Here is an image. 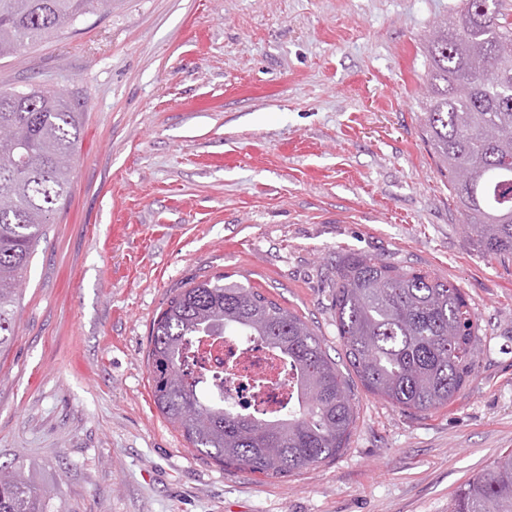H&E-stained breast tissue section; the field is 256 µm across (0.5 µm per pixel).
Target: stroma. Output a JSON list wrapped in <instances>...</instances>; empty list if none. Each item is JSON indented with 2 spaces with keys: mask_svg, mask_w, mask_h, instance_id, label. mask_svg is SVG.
Returning <instances> with one entry per match:
<instances>
[{
  "mask_svg": "<svg viewBox=\"0 0 512 512\" xmlns=\"http://www.w3.org/2000/svg\"><path fill=\"white\" fill-rule=\"evenodd\" d=\"M463 0H114L0 58V91L82 114L0 353V464L50 512H448L512 448V262L477 251L422 133L421 37ZM461 288L473 380L410 414L358 390L347 449L274 479L220 468L157 410L147 351L177 288L217 273L305 318L332 357L337 262Z\"/></svg>",
  "mask_w": 512,
  "mask_h": 512,
  "instance_id": "1",
  "label": "stroma"
}]
</instances>
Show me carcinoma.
Masks as SVG:
<instances>
[{
	"instance_id": "obj_1",
	"label": "carcinoma",
	"mask_w": 512,
	"mask_h": 512,
	"mask_svg": "<svg viewBox=\"0 0 512 512\" xmlns=\"http://www.w3.org/2000/svg\"><path fill=\"white\" fill-rule=\"evenodd\" d=\"M112 0H0V58L54 35ZM423 134L484 254L512 261V18L506 0H464L423 45ZM462 79L467 95L455 94ZM0 352L30 258L66 200L80 113L61 93L0 91ZM336 330L351 373L296 313L223 275L192 280L168 300L149 342L154 404L198 453L226 469L288 478L333 460L357 421L353 379L408 413L448 406L473 376L480 339L461 289L438 274L350 254L336 265ZM215 333L253 336L296 376L298 399L275 420L242 415L186 378L189 347ZM49 496L19 466L0 464V512H47ZM450 512H512V450L458 486Z\"/></svg>"
}]
</instances>
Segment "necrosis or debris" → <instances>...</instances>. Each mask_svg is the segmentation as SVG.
Instances as JSON below:
<instances>
[{"label": "necrosis or debris", "instance_id": "obj_1", "mask_svg": "<svg viewBox=\"0 0 512 512\" xmlns=\"http://www.w3.org/2000/svg\"><path fill=\"white\" fill-rule=\"evenodd\" d=\"M190 372L214 393L266 419L277 417L296 398L285 361L253 337H201Z\"/></svg>", "mask_w": 512, "mask_h": 512}]
</instances>
